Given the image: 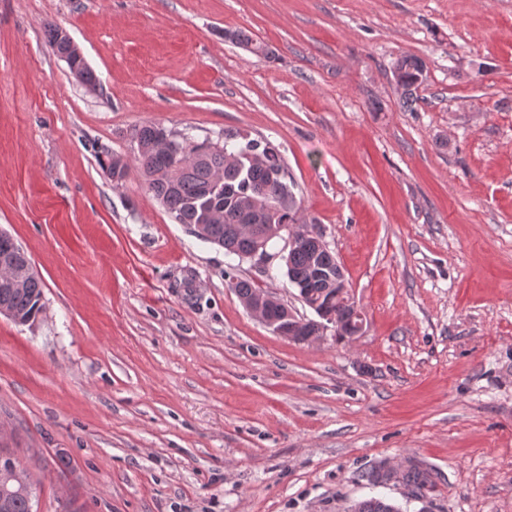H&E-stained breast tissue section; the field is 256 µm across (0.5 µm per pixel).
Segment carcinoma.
<instances>
[{
  "label": "carcinoma",
  "instance_id": "carcinoma-1",
  "mask_svg": "<svg viewBox=\"0 0 512 512\" xmlns=\"http://www.w3.org/2000/svg\"><path fill=\"white\" fill-rule=\"evenodd\" d=\"M425 64L417 56L405 55L394 65L397 83L404 89L406 102H414L413 94L424 80ZM165 129L145 124L136 131L138 155L136 162L145 177L148 189L162 202L178 224L192 227L209 225L208 242L220 247L232 245L239 252H248L252 245V228L267 225L278 228L289 225H309L314 222L301 217V205L286 179V167L279 152L267 142L252 139L238 131L224 136V147L215 149L204 140H174L181 149L179 163H173L159 137ZM224 182L218 192L212 191L216 174ZM255 197L267 203V209L256 211L249 205ZM341 269L332 253L318 251L305 238L288 254L285 275L290 285L305 294L306 300L337 316L336 335L351 328V304L348 292L328 298L324 290L334 287ZM241 301L252 298L260 288L252 281L238 279L231 283ZM43 289L32 272H26L25 290L12 288L0 280V300L9 302L23 317L37 318L41 311ZM401 482L416 490L431 484V473L418 464L402 472ZM352 512H399L395 505L376 497L364 499L352 506Z\"/></svg>",
  "mask_w": 512,
  "mask_h": 512
}]
</instances>
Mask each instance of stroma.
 Wrapping results in <instances>:
<instances>
[{
  "instance_id": "1",
  "label": "stroma",
  "mask_w": 512,
  "mask_h": 512,
  "mask_svg": "<svg viewBox=\"0 0 512 512\" xmlns=\"http://www.w3.org/2000/svg\"><path fill=\"white\" fill-rule=\"evenodd\" d=\"M146 123L275 147L363 335L253 317L230 278L315 316L285 239L266 268L176 223ZM0 229L44 292L33 325L0 317V447L34 512H512V0H0ZM384 461L432 483L363 480ZM60 37L64 38L65 43L68 45V50L66 52H63L60 57L66 61L69 68H71V72L75 74L77 77L81 76V80L88 85L95 87L98 83V79L94 71L87 65H85L81 72H79V68L73 64V60H75V57L77 60L81 59L84 63H86L85 58L83 57L80 50L77 48V46L73 43L71 38L62 30L60 31ZM425 64L417 56L405 55L400 57L394 65V75L397 83L404 89L406 103L410 105L415 101L413 94L424 80Z\"/></svg>"
}]
</instances>
